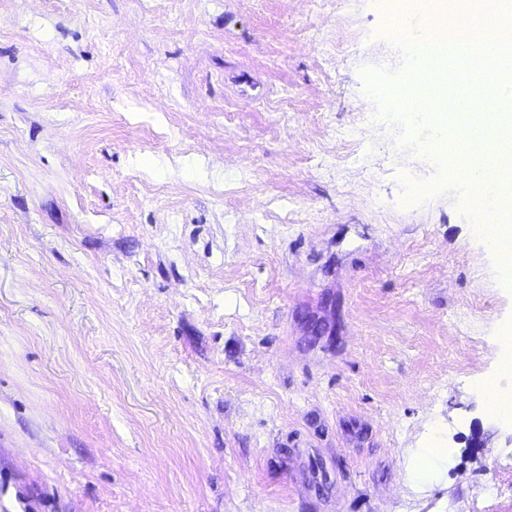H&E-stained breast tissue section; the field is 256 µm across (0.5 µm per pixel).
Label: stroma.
Returning a JSON list of instances; mask_svg holds the SVG:
<instances>
[{
	"label": "stroma",
	"instance_id": "obj_1",
	"mask_svg": "<svg viewBox=\"0 0 512 512\" xmlns=\"http://www.w3.org/2000/svg\"><path fill=\"white\" fill-rule=\"evenodd\" d=\"M405 64L382 0H0V512H512V287L401 206Z\"/></svg>",
	"mask_w": 512,
	"mask_h": 512
}]
</instances>
